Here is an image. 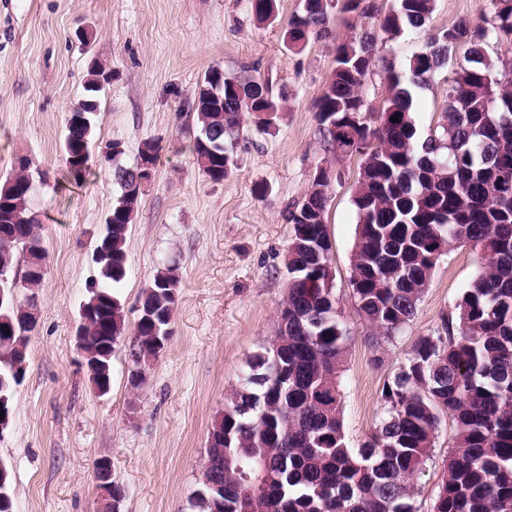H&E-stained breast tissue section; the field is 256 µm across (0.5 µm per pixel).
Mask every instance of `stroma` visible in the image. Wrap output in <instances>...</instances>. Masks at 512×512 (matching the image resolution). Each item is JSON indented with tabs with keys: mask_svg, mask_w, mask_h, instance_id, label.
Returning a JSON list of instances; mask_svg holds the SVG:
<instances>
[{
	"mask_svg": "<svg viewBox=\"0 0 512 512\" xmlns=\"http://www.w3.org/2000/svg\"><path fill=\"white\" fill-rule=\"evenodd\" d=\"M303 3L277 0L276 20L261 24L247 0H0V178L20 157L43 173L32 207L47 255L42 288L16 290L23 302L36 295L38 305L12 429L0 441L16 512H100L94 472L102 458L126 489L120 512H198L211 425L252 357L278 332L288 282L286 208L304 197L317 168L332 176L325 221L336 307L350 337L341 381L348 447H358L381 417L384 383L415 342L454 313L474 279L476 251L451 247L409 324L372 347L349 285L360 161L324 142L315 103L336 66L337 46L373 21L332 9L329 37L295 53L284 33ZM490 11L489 0H435L428 24L388 41L383 53L403 64L433 33ZM79 29L90 33L89 42L76 38ZM461 56L450 51L447 66L418 90L420 134L438 124ZM93 57L112 69L100 93L95 143L122 142L127 167L145 143L156 149L128 230V272L116 290L126 337L112 352L111 390L103 396L81 363L75 330L96 272V239L120 189L107 165L96 166L83 185L66 184L62 150L68 111L82 97ZM213 67L268 82L285 100L272 133H258L250 121L235 132L236 165L220 183L199 171L191 152L196 89ZM167 264L180 280L172 335L134 389L129 338L143 289ZM377 356L382 366H375ZM453 440L454 426L443 419L415 483L419 512L432 510Z\"/></svg>",
	"mask_w": 512,
	"mask_h": 512,
	"instance_id": "stroma-1",
	"label": "stroma"
}]
</instances>
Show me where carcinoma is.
<instances>
[{
  "instance_id": "carcinoma-1",
  "label": "carcinoma",
  "mask_w": 512,
  "mask_h": 512,
  "mask_svg": "<svg viewBox=\"0 0 512 512\" xmlns=\"http://www.w3.org/2000/svg\"><path fill=\"white\" fill-rule=\"evenodd\" d=\"M491 16L466 20L435 33L426 50L399 69L385 67L387 98L379 122L359 134L375 141L361 159L353 204L357 214L350 285L357 313L380 347L414 317L437 260L456 244L478 254L480 271L463 292L453 316L421 337L382 390L383 416L358 449L348 447L342 417L341 378L349 336L340 321L324 222L328 195H305L287 210L291 224L288 287L282 310L288 331H278L256 354L210 435L224 436L207 453L224 486L197 490L200 512H418L413 481L431 459L441 418L454 424L455 440L432 512H512V65L486 56L490 40L512 45V0H490ZM435 0H396L364 30L336 47L338 67L317 98V114L342 120L365 103L363 87L383 61L378 33L395 39L426 25ZM342 11L374 16L367 0H344ZM331 33L323 0H305L288 21L284 38L300 53L310 40ZM466 47L448 81L457 101L421 137L414 120L416 90L448 63V51ZM110 71L97 58L87 65L84 94L66 122L65 178L83 184L93 175L91 150L101 80ZM283 98L266 84L223 77L215 94L195 98L198 133L192 152L199 169L220 183L234 167L233 146L210 139L215 128L235 131L247 118L265 131L268 114L279 119ZM399 121H391L392 117ZM113 175L121 194L94 250L98 277L82 319L88 369L100 385L112 378V356L102 343L124 335L121 301L114 294L127 276L126 240L141 190L130 188L123 169ZM33 175L16 162L0 181V260L11 276L18 255L43 250L40 221L31 208ZM314 210L320 221L297 214ZM173 268L158 270L143 289L142 305L154 321L136 325L131 344L139 374L157 358L156 338L170 329L178 304L169 290ZM35 304H0V374L5 364L27 359Z\"/></svg>"
}]
</instances>
